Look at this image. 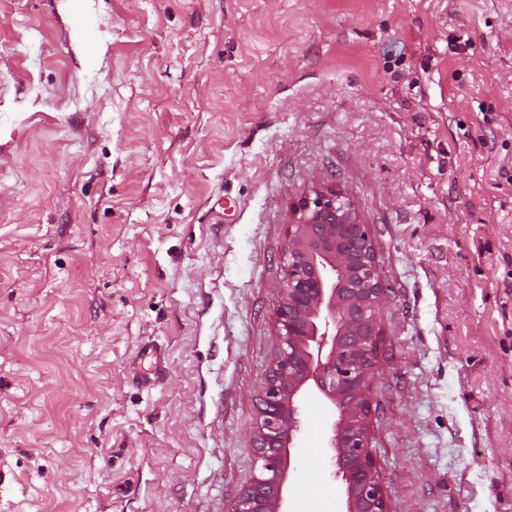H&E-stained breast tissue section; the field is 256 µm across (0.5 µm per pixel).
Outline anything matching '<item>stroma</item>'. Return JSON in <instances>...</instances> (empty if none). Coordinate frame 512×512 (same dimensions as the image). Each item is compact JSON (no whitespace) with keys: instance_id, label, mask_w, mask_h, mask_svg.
I'll use <instances>...</instances> for the list:
<instances>
[{"instance_id":"35a3bbf8","label":"stroma","mask_w":512,"mask_h":512,"mask_svg":"<svg viewBox=\"0 0 512 512\" xmlns=\"http://www.w3.org/2000/svg\"><path fill=\"white\" fill-rule=\"evenodd\" d=\"M321 182L389 512H512V0H0V512H232ZM335 417L307 384L290 512H347Z\"/></svg>"}]
</instances>
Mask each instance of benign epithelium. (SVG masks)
Wrapping results in <instances>:
<instances>
[{"label":"benign epithelium","instance_id":"7a95c632","mask_svg":"<svg viewBox=\"0 0 512 512\" xmlns=\"http://www.w3.org/2000/svg\"><path fill=\"white\" fill-rule=\"evenodd\" d=\"M280 261L278 343L265 378L253 474L233 512H288L285 441L300 430L302 389L313 381L338 412L327 439L348 512H388L369 448V390L384 295L368 225L349 195L314 187L291 204Z\"/></svg>","mask_w":512,"mask_h":512}]
</instances>
